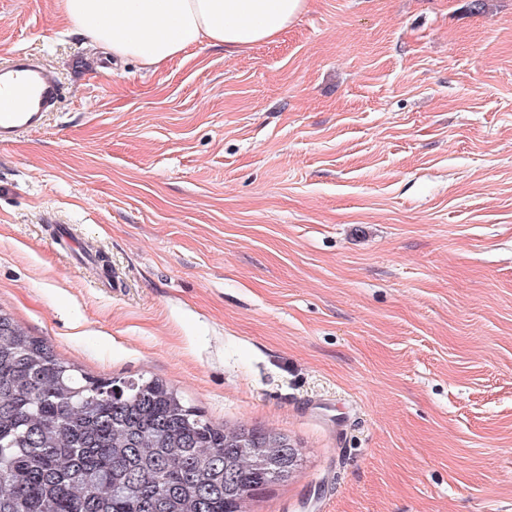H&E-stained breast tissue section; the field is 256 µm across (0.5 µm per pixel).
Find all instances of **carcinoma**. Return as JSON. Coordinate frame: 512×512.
<instances>
[{
	"label": "carcinoma",
	"instance_id": "carcinoma-1",
	"mask_svg": "<svg viewBox=\"0 0 512 512\" xmlns=\"http://www.w3.org/2000/svg\"><path fill=\"white\" fill-rule=\"evenodd\" d=\"M301 466L288 436L91 376L0 309V512H245Z\"/></svg>",
	"mask_w": 512,
	"mask_h": 512
}]
</instances>
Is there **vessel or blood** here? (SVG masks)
Returning <instances> with one entry per match:
<instances>
[{
    "mask_svg": "<svg viewBox=\"0 0 512 512\" xmlns=\"http://www.w3.org/2000/svg\"><path fill=\"white\" fill-rule=\"evenodd\" d=\"M65 94L60 78L38 58L11 54L0 63V143L41 129Z\"/></svg>",
    "mask_w": 512,
    "mask_h": 512,
    "instance_id": "obj_1",
    "label": "vessel or blood"
}]
</instances>
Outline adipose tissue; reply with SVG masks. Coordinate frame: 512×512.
<instances>
[{"label":"adipose tissue","instance_id":"ef3b65f1","mask_svg":"<svg viewBox=\"0 0 512 512\" xmlns=\"http://www.w3.org/2000/svg\"><path fill=\"white\" fill-rule=\"evenodd\" d=\"M92 44L150 70L197 44L234 54L278 38L307 0H59Z\"/></svg>","mask_w":512,"mask_h":512}]
</instances>
